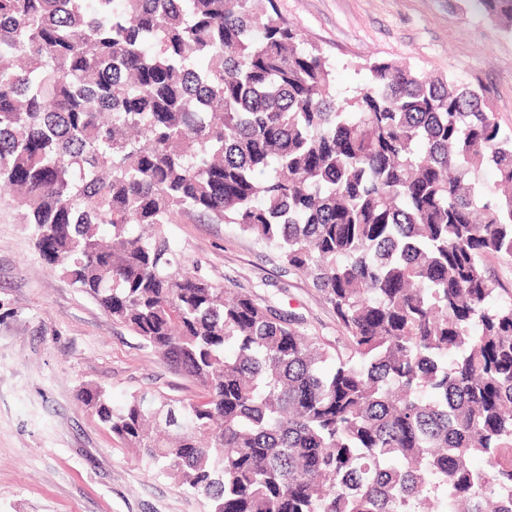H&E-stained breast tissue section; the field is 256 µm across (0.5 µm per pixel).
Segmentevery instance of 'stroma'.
<instances>
[{
    "mask_svg": "<svg viewBox=\"0 0 512 512\" xmlns=\"http://www.w3.org/2000/svg\"><path fill=\"white\" fill-rule=\"evenodd\" d=\"M300 36L330 59L336 90L370 80L367 62L482 82L512 133V35L466 0H276ZM175 247L229 289L294 314L335 340L332 308L277 251L231 224H171ZM113 404L135 391L175 400L199 389L130 328L51 270L29 229L0 205V512H207L205 500L138 461L78 399L83 383Z\"/></svg>",
    "mask_w": 512,
    "mask_h": 512,
    "instance_id": "stroma-1",
    "label": "stroma"
}]
</instances>
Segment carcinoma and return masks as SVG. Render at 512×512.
Here are the masks:
<instances>
[{"instance_id":"cac0c4a2","label":"carcinoma","mask_w":512,"mask_h":512,"mask_svg":"<svg viewBox=\"0 0 512 512\" xmlns=\"http://www.w3.org/2000/svg\"><path fill=\"white\" fill-rule=\"evenodd\" d=\"M367 69L337 101L275 0H0V200L200 388L81 401L208 512H512V135L480 81ZM186 220L275 249L336 343L187 263ZM487 268L501 288L512 291V261L497 257H490L486 261Z\"/></svg>"}]
</instances>
